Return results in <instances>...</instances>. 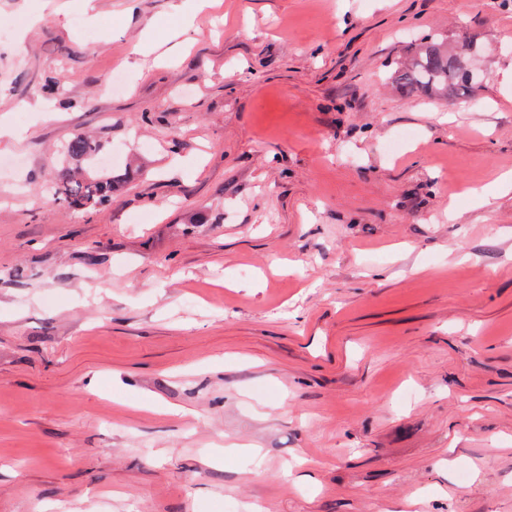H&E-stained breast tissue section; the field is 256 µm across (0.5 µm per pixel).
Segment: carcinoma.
Wrapping results in <instances>:
<instances>
[{
  "label": "carcinoma",
  "instance_id": "carcinoma-1",
  "mask_svg": "<svg viewBox=\"0 0 512 512\" xmlns=\"http://www.w3.org/2000/svg\"><path fill=\"white\" fill-rule=\"evenodd\" d=\"M408 94L424 92L431 98L465 96L476 83L464 78L456 52L438 43L421 46L416 56L390 76ZM101 144L85 134L74 135L65 146L66 155L76 168L60 176L54 188V200L74 209L94 208L112 199L115 184L129 173L99 175L84 168L101 153Z\"/></svg>",
  "mask_w": 512,
  "mask_h": 512
}]
</instances>
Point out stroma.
Here are the masks:
<instances>
[{
	"instance_id": "1",
	"label": "stroma",
	"mask_w": 512,
	"mask_h": 512,
	"mask_svg": "<svg viewBox=\"0 0 512 512\" xmlns=\"http://www.w3.org/2000/svg\"><path fill=\"white\" fill-rule=\"evenodd\" d=\"M185 11L0 0V512H512V8ZM426 36L472 96L391 83ZM101 151V144L85 134H76L68 141L65 153L76 168L60 176L54 188L55 201L74 209H88L112 199L115 184L128 179L130 171L99 175L84 169L85 163L95 161Z\"/></svg>"
}]
</instances>
